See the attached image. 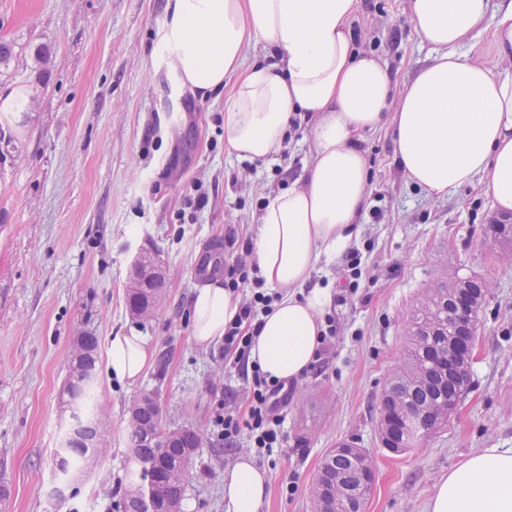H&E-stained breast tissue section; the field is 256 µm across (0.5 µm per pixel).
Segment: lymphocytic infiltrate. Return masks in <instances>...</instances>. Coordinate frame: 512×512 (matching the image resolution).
<instances>
[{
	"instance_id": "lymphocytic-infiltrate-1",
	"label": "lymphocytic infiltrate",
	"mask_w": 512,
	"mask_h": 512,
	"mask_svg": "<svg viewBox=\"0 0 512 512\" xmlns=\"http://www.w3.org/2000/svg\"><path fill=\"white\" fill-rule=\"evenodd\" d=\"M240 246L243 258L225 268L224 286L234 292L247 290L248 295L240 305L236 320L224 330V349L233 354L235 364L247 380L249 406L243 415L232 408H225L214 415L212 423L218 437L225 442H235L245 433L254 447L267 451L281 445L283 419L278 408L287 401L291 387L269 377L250 360L261 317L271 310L276 296L263 292L256 266L245 261L246 255L253 252L252 241L242 239Z\"/></svg>"
}]
</instances>
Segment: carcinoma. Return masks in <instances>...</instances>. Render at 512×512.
Returning a JSON list of instances; mask_svg holds the SVG:
<instances>
[{"instance_id": "cac0c4a2", "label": "carcinoma", "mask_w": 512, "mask_h": 512, "mask_svg": "<svg viewBox=\"0 0 512 512\" xmlns=\"http://www.w3.org/2000/svg\"><path fill=\"white\" fill-rule=\"evenodd\" d=\"M485 288L474 278L442 281L428 289L406 328L403 360L394 371L377 405V430L382 445L412 448L448 425V401L470 384V363L448 353V341L458 325L478 318L480 309L462 313L456 303L458 286ZM164 277L153 273L150 283L128 289L131 315L150 319L164 302ZM99 338L87 334L76 339L62 398L72 424L52 464L68 481L82 474V467L106 451L101 427L109 418L106 402L92 392L98 376ZM128 461L134 468L114 502L115 512H154L162 505L181 512L190 479V467L199 449L207 447L204 431L167 427L152 392L133 397L127 406ZM373 468L363 448L350 442L330 450L312 481L309 512H348L354 495L362 489L361 472Z\"/></svg>"}]
</instances>
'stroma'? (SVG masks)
I'll return each mask as SVG.
<instances>
[{
  "mask_svg": "<svg viewBox=\"0 0 512 512\" xmlns=\"http://www.w3.org/2000/svg\"><path fill=\"white\" fill-rule=\"evenodd\" d=\"M168 0H0V104L28 100L0 127V485L5 512H109L125 482L129 400L156 391L167 425L209 429L219 403L248 407L247 383L223 345L192 339V299L211 282L203 254L225 263L229 238L253 236L269 193L294 186L310 160V122L288 142L287 174L230 156L224 148L226 94L182 88L164 54ZM360 44L402 90L433 56L415 31L408 0H360ZM47 45L48 63L36 57ZM369 169L360 231L348 246L362 257L353 278L347 254L321 262L309 287L344 295L336 338L323 362L298 379L283 407L281 448L266 455L248 437L212 439L191 469L182 512H226L224 472L243 452L270 471L262 512H308L309 490L338 443L364 448L376 482L366 512H428L437 481L482 448H512V265L488 237L500 218L480 185L427 195L398 167L389 127L361 141ZM205 193L192 218L187 199ZM150 253L165 278L164 306L148 321L126 307L131 262ZM489 285L479 314L471 379L447 427L392 454L376 431V405L399 366L404 326L420 295L453 278ZM356 293H347L350 281ZM136 330L154 351L133 384L100 373L109 406L108 447L66 489L50 457L68 422L60 394L78 332L111 339ZM294 492H287V485Z\"/></svg>",
  "mask_w": 512,
  "mask_h": 512,
  "instance_id": "obj_1",
  "label": "stroma"
}]
</instances>
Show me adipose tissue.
I'll list each match as a JSON object with an SVG mask.
<instances>
[{"label": "adipose tissue", "instance_id": "adipose-tissue-1", "mask_svg": "<svg viewBox=\"0 0 512 512\" xmlns=\"http://www.w3.org/2000/svg\"><path fill=\"white\" fill-rule=\"evenodd\" d=\"M169 7L163 40L181 86L205 95L235 81L224 111L229 154L273 161L293 114L315 118L304 175L267 196L253 238L259 274L281 294L250 353L265 373L292 381L316 360L333 296L307 282L322 257L340 254L359 232L364 133L389 124L399 167L428 195L477 182L493 205L512 211V76L465 51L488 29L496 52L512 57V0H410L413 26L437 54L398 95L387 68L356 39L359 0H171ZM255 40L272 59L248 67ZM239 306L220 281L197 288L194 344L206 349L222 339ZM151 357L146 337L116 334L108 373L135 383ZM269 488L268 471L240 454L224 472L227 512H260ZM429 508L512 512V448H484L450 468Z\"/></svg>", "mask_w": 512, "mask_h": 512}]
</instances>
